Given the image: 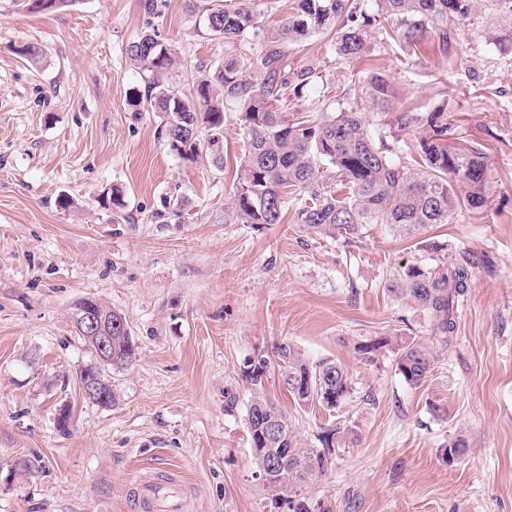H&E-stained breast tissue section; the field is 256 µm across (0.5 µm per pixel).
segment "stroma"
I'll return each mask as SVG.
<instances>
[{
    "mask_svg": "<svg viewBox=\"0 0 512 512\" xmlns=\"http://www.w3.org/2000/svg\"><path fill=\"white\" fill-rule=\"evenodd\" d=\"M204 4L167 0L156 20L180 52L171 87L224 57L223 42L196 33ZM147 21L141 0H76L50 14L0 0V512H139L133 490L149 476L179 485L184 512H271L238 370L281 339L340 361L353 379L333 414L295 408L268 386L303 440L314 442L332 416L348 430L309 496L332 512H512V52L477 20L449 56L431 38L405 69L375 36L369 57L346 64L324 36L295 56L333 85L384 67L405 104L425 112L446 100L450 140L488 152L481 209L416 239L369 224L348 244L289 214L236 223L235 111L224 116L221 168L207 153L181 159L157 118L134 115L128 100L146 78L126 49ZM29 43L44 49L39 62L16 54ZM113 185L127 193L123 208L100 203ZM465 252L483 262L425 381L406 382L389 351L361 360L357 345L377 336L428 341L432 314L394 280L403 266ZM88 296L125 316L137 346L131 366L107 373L109 408L85 401L77 383L95 358L70 313ZM228 392L239 399L231 412ZM459 437L466 455L444 462L442 448Z\"/></svg>",
    "mask_w": 512,
    "mask_h": 512,
    "instance_id": "1",
    "label": "stroma"
}]
</instances>
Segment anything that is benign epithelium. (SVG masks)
<instances>
[{
	"label": "benign epithelium",
	"instance_id": "7a95c632",
	"mask_svg": "<svg viewBox=\"0 0 512 512\" xmlns=\"http://www.w3.org/2000/svg\"><path fill=\"white\" fill-rule=\"evenodd\" d=\"M85 337L95 344L97 363L86 367L79 377L82 394L90 396L104 404L111 400L112 383L102 376L101 367L112 363V336L106 328V322L112 319V312L95 300H88L85 307L75 312Z\"/></svg>",
	"mask_w": 512,
	"mask_h": 512
}]
</instances>
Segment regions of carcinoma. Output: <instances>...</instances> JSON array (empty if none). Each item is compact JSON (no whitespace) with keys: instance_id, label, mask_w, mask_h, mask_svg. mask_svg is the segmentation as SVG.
<instances>
[{"instance_id":"carcinoma-1","label":"carcinoma","mask_w":512,"mask_h":512,"mask_svg":"<svg viewBox=\"0 0 512 512\" xmlns=\"http://www.w3.org/2000/svg\"><path fill=\"white\" fill-rule=\"evenodd\" d=\"M288 16L271 33L260 29L252 0H210L199 33L224 42V60L191 72L187 89L165 81L177 65L176 46L157 28H147L127 48L130 63L150 75L145 94L129 99L135 113L150 112L160 120L161 135L182 159L206 151L216 163L224 143V112L233 105L243 132L244 158L233 183L231 207L240 224H279L289 209L295 223L316 235L340 236L350 242L365 224H387L400 236L413 238L432 224H449L458 210H478L490 189L487 152L481 145L448 144L447 102L427 112L414 107L393 110L400 89L381 68L347 85L340 97L348 106L290 123L277 104L305 99L327 90L318 86L317 67L293 66L297 53L314 36L334 39L344 62L370 51V28L396 60L409 63L411 50L429 37L447 45L472 18L488 16V39L501 44L504 26H512V0H286ZM391 116L389 135L372 130L366 108ZM415 139L419 160H404L407 140ZM483 259L467 253L433 269L409 265L395 291L435 316L431 343L445 349L456 329L455 303L469 288L473 268ZM131 332L112 327V367L127 368L136 360ZM396 354V370L419 384L432 370L428 344L409 336H379L357 346L367 362L381 350ZM251 398L245 421L258 471L276 455L279 469L265 490L277 504L283 484L291 492L283 512H330L304 494L322 478L333 453L345 438L336 422L321 427L317 446L303 441L292 419L266 397V381L275 376L299 408L336 411L350 397L352 380L344 365L323 358L313 361L294 344L278 341L257 351V364L239 372ZM277 420L286 440L272 447L263 442L265 424ZM467 451L462 439L442 449L451 463Z\"/></svg>"}]
</instances>
